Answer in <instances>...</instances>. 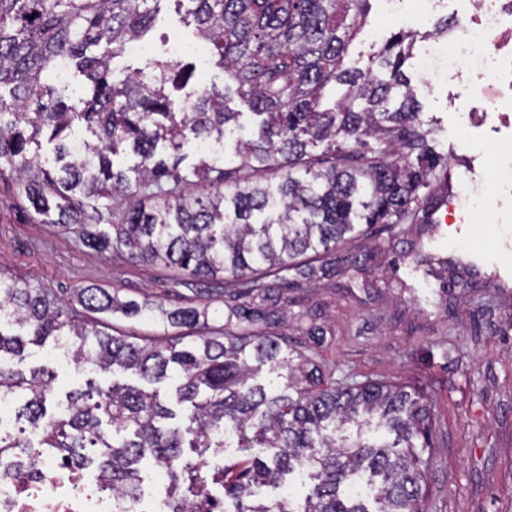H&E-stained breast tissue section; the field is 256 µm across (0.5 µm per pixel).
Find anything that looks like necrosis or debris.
Returning a JSON list of instances; mask_svg holds the SVG:
<instances>
[{"instance_id": "1", "label": "necrosis or debris", "mask_w": 512, "mask_h": 512, "mask_svg": "<svg viewBox=\"0 0 512 512\" xmlns=\"http://www.w3.org/2000/svg\"><path fill=\"white\" fill-rule=\"evenodd\" d=\"M457 22L419 50L424 70L446 61L476 75L489 112H512V0H457ZM0 512H129L125 499L76 461L43 456L0 458Z\"/></svg>"}]
</instances>
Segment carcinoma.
Wrapping results in <instances>:
<instances>
[{"instance_id":"1","label":"carcinoma","mask_w":512,"mask_h":512,"mask_svg":"<svg viewBox=\"0 0 512 512\" xmlns=\"http://www.w3.org/2000/svg\"><path fill=\"white\" fill-rule=\"evenodd\" d=\"M160 2L0 0V90L10 94H0V176L16 178L32 219L65 226L88 248L224 281L226 320L199 336L206 309L82 288L78 304L100 314L84 323L48 290L0 273V324L26 328L34 344L52 340L77 368L169 379L183 409L179 418L158 391L114 382L69 394L48 419L51 381L5 367L24 342L0 328V395L13 397L16 419L28 424L0 434V456L26 454V429L38 430L44 453H86L105 483L133 501L148 451L169 478V512H425L434 451L428 399L402 384L338 381L335 366L266 335L282 301L269 280L304 273L306 261L374 224L422 223L420 191L452 177L403 72L416 32L391 36L361 70L345 59L369 0H187L224 88H204L177 110L166 85L194 77L181 62L149 57L121 80L110 76L128 42L146 41ZM62 64L89 82L79 111L50 81ZM145 70L153 77L141 79ZM232 84L260 117L256 138L235 147L238 162L227 168L222 157H204L186 171L168 164L159 144L177 153L187 130L203 144H224L240 116L225 105ZM336 86L332 106H322ZM76 123L96 137L79 152ZM44 132L55 143L51 168L29 155ZM125 143L140 158L127 169L114 160ZM319 146L332 156L327 167L314 154ZM102 199L103 209L88 214L89 202ZM108 316L146 318L163 335L110 333ZM255 362L280 371L277 393L252 383ZM372 425L393 442L364 438ZM185 448L196 459L181 464ZM226 448L247 466L210 469L207 452ZM297 469L313 483L304 505L268 501L266 489ZM208 472L232 508L209 496ZM356 478L372 494L352 493Z\"/></svg>"}]
</instances>
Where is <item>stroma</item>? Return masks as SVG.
I'll use <instances>...</instances> for the list:
<instances>
[{"instance_id":"1","label":"stroma","mask_w":512,"mask_h":512,"mask_svg":"<svg viewBox=\"0 0 512 512\" xmlns=\"http://www.w3.org/2000/svg\"><path fill=\"white\" fill-rule=\"evenodd\" d=\"M187 9L183 0H162L149 34L152 51L161 55L168 45L183 44L195 89L223 88V71L194 50L198 39ZM398 19L385 14L383 0H371L348 65L365 67L373 33L388 36ZM404 70L449 167L476 158L475 181L463 204L500 198L493 238L512 241V129L471 125L469 112L480 101L468 76H426L414 58ZM429 246L455 259L443 277L427 275L416 262ZM498 269L512 271V255L495 267L482 264L459 240L457 226L407 224L394 234L382 229L342 245L313 272L287 277L288 303L276 333L334 364L337 379L389 380L430 398L437 448L427 472V512H512V287H489L488 277ZM0 272L49 289L68 304L78 289L103 288L123 300L204 307L211 326L224 323L223 293L201 291L174 269L88 249L60 225L33 222L8 179L0 180ZM314 325L327 331L318 347L307 336ZM10 366L26 374L43 370L60 400L90 382L143 384L129 371L108 376L87 366L75 373L68 355L50 342L26 345Z\"/></svg>"}]
</instances>
